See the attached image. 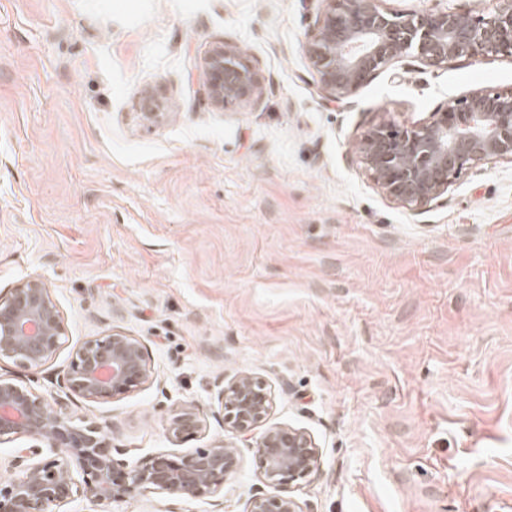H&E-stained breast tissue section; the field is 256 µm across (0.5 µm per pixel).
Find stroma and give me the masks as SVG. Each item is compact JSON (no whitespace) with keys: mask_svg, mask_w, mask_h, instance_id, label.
Listing matches in <instances>:
<instances>
[{"mask_svg":"<svg viewBox=\"0 0 512 512\" xmlns=\"http://www.w3.org/2000/svg\"><path fill=\"white\" fill-rule=\"evenodd\" d=\"M324 9L0 0V292L42 278L66 328L43 366L5 360L0 374L65 399L73 349L116 328L145 340L152 381L69 409L111 421L126 460L223 438L216 384L243 371L270 384V424L320 449L319 477L292 490L306 512H512V163L482 162L413 212L356 157L372 126L512 90V59L408 57L333 103L301 48ZM219 42L263 76L257 107L211 105L200 64ZM149 102L159 122L138 119ZM190 402L206 428L169 441ZM241 457L224 512L262 487L251 449ZM112 512L212 505L150 493Z\"/></svg>","mask_w":512,"mask_h":512,"instance_id":"1","label":"stroma"}]
</instances>
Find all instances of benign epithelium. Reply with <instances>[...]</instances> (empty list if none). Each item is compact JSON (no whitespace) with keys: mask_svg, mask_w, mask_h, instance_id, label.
Here are the masks:
<instances>
[{"mask_svg":"<svg viewBox=\"0 0 512 512\" xmlns=\"http://www.w3.org/2000/svg\"><path fill=\"white\" fill-rule=\"evenodd\" d=\"M326 8L305 32L302 47L321 89L334 102L350 99L379 72L413 52L429 67L460 60L512 58V0L464 17L392 14L381 0H324ZM213 107H254L263 93L259 71L238 47L219 44L202 60ZM358 161L374 185L393 202L419 211L448 192L475 165L512 162V90L471 91L409 126L371 127L359 140ZM64 319L47 283L28 277L0 295V360L39 368L64 344ZM152 381L145 341L112 330L74 348L60 376L68 394L85 401L128 395ZM216 400L227 437L184 453L157 451L136 461L112 447V424L74 417L68 404L50 402L17 378L0 375V445L21 437L13 451V476L0 483V512H65L76 496L112 506L147 493L175 501L206 496L220 506L224 485L241 464L239 444L252 441L261 481L246 512H306L290 494L293 485L320 471V450L310 433L269 426L273 405L268 383L250 373L224 379ZM206 427L198 404H184L167 428L178 441Z\"/></svg>","mask_w":512,"mask_h":512,"instance_id":"1","label":"benign epithelium"}]
</instances>
